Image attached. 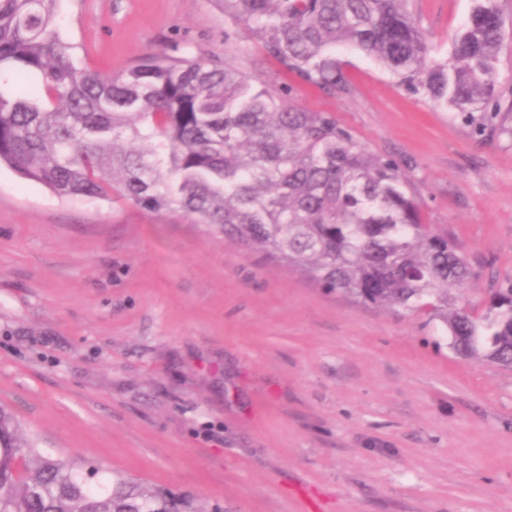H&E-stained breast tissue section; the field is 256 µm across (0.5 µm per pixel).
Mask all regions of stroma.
Instances as JSON below:
<instances>
[{"instance_id":"stroma-1","label":"stroma","mask_w":512,"mask_h":512,"mask_svg":"<svg viewBox=\"0 0 512 512\" xmlns=\"http://www.w3.org/2000/svg\"><path fill=\"white\" fill-rule=\"evenodd\" d=\"M474 0H411L435 59ZM91 67L224 47L219 0H62ZM351 91L300 85L394 157L488 301L512 279V48L498 131L340 48ZM0 403L42 448L165 489L188 512H512V371L439 321L356 301L179 212L69 201L0 166Z\"/></svg>"}]
</instances>
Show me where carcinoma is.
<instances>
[{
	"label": "carcinoma",
	"mask_w": 512,
	"mask_h": 512,
	"mask_svg": "<svg viewBox=\"0 0 512 512\" xmlns=\"http://www.w3.org/2000/svg\"><path fill=\"white\" fill-rule=\"evenodd\" d=\"M60 2L0 0V165L61 199L182 212L326 290L438 320L455 355L512 370V283L484 307L461 294L470 264L425 221L395 158L294 105L292 85L228 61L187 50L91 69L62 36ZM475 2L448 57L430 62L409 0H220L224 43L257 44L298 82L349 93L336 60L347 46L483 135L512 28L499 0ZM0 512L171 510L162 490L119 473L94 482L82 461L43 453L0 405Z\"/></svg>",
	"instance_id": "carcinoma-1"
}]
</instances>
